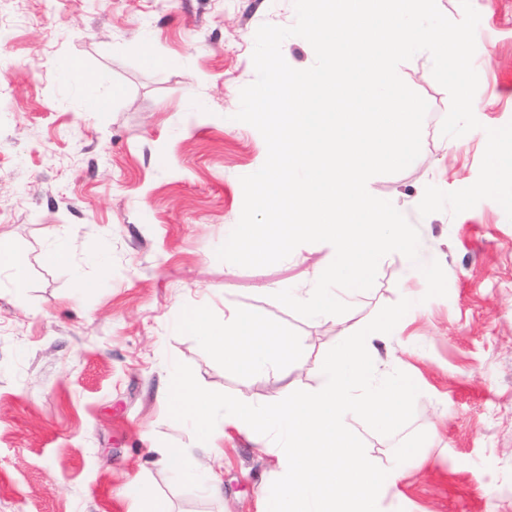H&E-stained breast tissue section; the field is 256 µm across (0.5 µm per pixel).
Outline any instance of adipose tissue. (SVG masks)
<instances>
[{"mask_svg": "<svg viewBox=\"0 0 512 512\" xmlns=\"http://www.w3.org/2000/svg\"><path fill=\"white\" fill-rule=\"evenodd\" d=\"M182 327L201 337L225 366L248 376L283 378L305 366L300 344L258 311L233 312L218 323L196 307L185 312Z\"/></svg>", "mask_w": 512, "mask_h": 512, "instance_id": "obj_1", "label": "adipose tissue"}]
</instances>
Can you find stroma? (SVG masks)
<instances>
[{"mask_svg": "<svg viewBox=\"0 0 512 512\" xmlns=\"http://www.w3.org/2000/svg\"><path fill=\"white\" fill-rule=\"evenodd\" d=\"M471 2L479 128L442 136L450 97L431 58L415 55L398 73L428 103L421 154L373 182L418 228L421 263L438 261L448 287L428 300L411 285L421 301L394 342L421 387L412 421L390 437L352 423L380 462L403 437L428 435L390 512H512V221L490 199L455 216L417 211L427 185L473 184L486 128L512 122V0ZM295 19L293 0H0V240L28 257L23 284L0 270V512H139L134 484L171 512H257L276 461L250 436L224 439L219 499L160 462L161 448L184 449L189 467L204 458L168 415L172 364L258 403L318 377L303 369L286 384L225 368L182 330L183 309L206 305L218 322L228 308L260 311L312 362L404 297L392 253L350 311L307 319L272 293L307 287L330 244L254 268L215 255L241 215V176L267 156L261 134L233 119L256 78L255 32ZM62 247L67 263L51 262Z\"/></svg>", "mask_w": 512, "mask_h": 512, "instance_id": "stroma-1", "label": "stroma"}]
</instances>
